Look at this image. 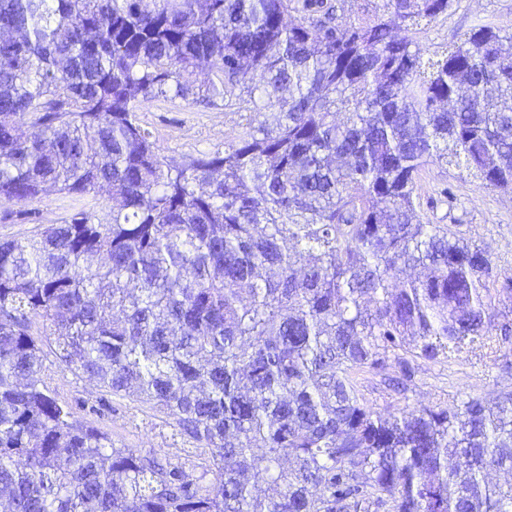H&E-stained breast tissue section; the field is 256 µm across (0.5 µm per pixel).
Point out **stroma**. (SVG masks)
I'll return each mask as SVG.
<instances>
[{"mask_svg":"<svg viewBox=\"0 0 512 512\" xmlns=\"http://www.w3.org/2000/svg\"><path fill=\"white\" fill-rule=\"evenodd\" d=\"M481 26L512 32V0H452L448 12L420 35L419 46L428 57ZM138 118L162 155L177 163L223 150L237 140L246 123L244 113L236 109L180 99L145 101ZM446 186L454 197L439 200L438 193ZM418 192L423 221L449 225L454 233L485 247L495 271L512 276V193L481 187L464 169L436 165L423 171ZM91 204L88 197L51 191L32 207L42 223L57 224ZM40 376L59 401L69 404L77 420L107 433L116 447L150 449L189 468L201 465L195 443L162 415L126 398L102 397L93 382L64 371L53 353H45ZM510 389L512 348L506 346L466 350L441 362L420 361L414 386L402 396L386 389L379 377L368 375L361 381L365 403L381 413L420 404L450 407L468 395L489 401ZM100 400L105 408L93 413L92 405Z\"/></svg>","mask_w":512,"mask_h":512,"instance_id":"stroma-1","label":"stroma"}]
</instances>
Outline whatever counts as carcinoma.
<instances>
[{
    "label": "carcinoma",
    "mask_w": 512,
    "mask_h": 512,
    "mask_svg": "<svg viewBox=\"0 0 512 512\" xmlns=\"http://www.w3.org/2000/svg\"><path fill=\"white\" fill-rule=\"evenodd\" d=\"M450 6L0 0V199L113 201L47 225L21 209L38 228L0 240L10 512H512L490 478L512 471V391L382 414L355 381L404 393L419 360L512 340V277L419 215L429 165L512 192V32L425 60ZM198 95L247 130L169 162L140 105ZM46 347L171 420L202 472L73 421Z\"/></svg>",
    "instance_id": "cac0c4a2"
}]
</instances>
